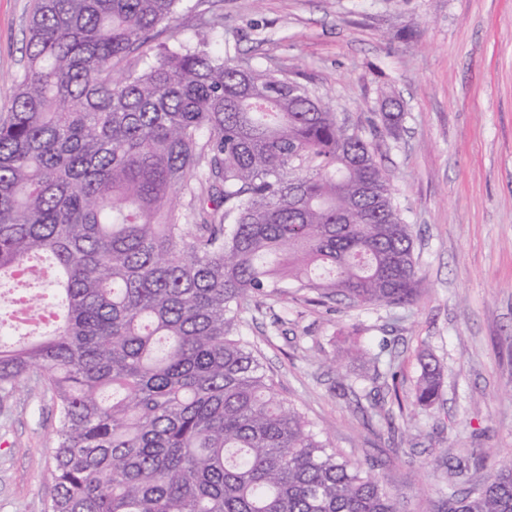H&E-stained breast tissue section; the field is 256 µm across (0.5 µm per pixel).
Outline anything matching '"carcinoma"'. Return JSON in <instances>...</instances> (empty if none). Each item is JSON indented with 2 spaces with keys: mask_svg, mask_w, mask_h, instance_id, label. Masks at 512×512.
Here are the masks:
<instances>
[{
  "mask_svg": "<svg viewBox=\"0 0 512 512\" xmlns=\"http://www.w3.org/2000/svg\"><path fill=\"white\" fill-rule=\"evenodd\" d=\"M182 0H35L27 64L0 116V280L45 259L53 332L14 344L0 391L35 379L59 421L45 512H398L279 397L241 310L284 282L358 307L419 300L412 225L362 132L280 69L214 48L223 23L116 64ZM390 100L385 128L400 129ZM376 390L395 359L362 348ZM420 358L410 416L439 398ZM512 512V461L448 498Z\"/></svg>",
  "mask_w": 512,
  "mask_h": 512,
  "instance_id": "cac0c4a2",
  "label": "carcinoma"
}]
</instances>
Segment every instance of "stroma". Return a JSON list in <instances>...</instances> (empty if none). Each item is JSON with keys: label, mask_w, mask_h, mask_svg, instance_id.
<instances>
[{"label": "stroma", "mask_w": 512, "mask_h": 512, "mask_svg": "<svg viewBox=\"0 0 512 512\" xmlns=\"http://www.w3.org/2000/svg\"><path fill=\"white\" fill-rule=\"evenodd\" d=\"M33 0H0V113L27 63ZM224 20V46L278 67L372 139L412 224L424 292L415 305L281 302L243 310L242 332L281 398L307 412L330 448L372 471L401 512H445L463 482L512 460V0H184L171 34ZM400 100L397 134L384 128ZM396 359L410 403L419 356L441 363L438 404L385 421L368 367L346 337ZM58 413L22 382L0 394V512H44Z\"/></svg>", "instance_id": "1"}]
</instances>
